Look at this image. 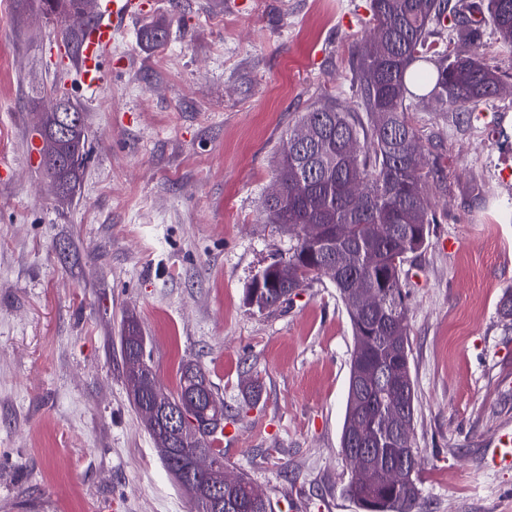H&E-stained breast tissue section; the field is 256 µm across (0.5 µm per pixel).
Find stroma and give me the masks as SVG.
<instances>
[{
	"label": "stroma",
	"mask_w": 512,
	"mask_h": 512,
	"mask_svg": "<svg viewBox=\"0 0 512 512\" xmlns=\"http://www.w3.org/2000/svg\"><path fill=\"white\" fill-rule=\"evenodd\" d=\"M143 3L91 88L57 19L0 0V512H193L131 401V315L165 392L182 365L208 371L230 416L226 468L274 512H359L340 448L353 335L334 285L265 314L243 296L288 250L263 207L289 129L324 94L356 107L348 65L370 0ZM158 18L153 50L139 31ZM473 49L504 73L500 94L457 121L408 100L438 169V222L403 265L424 512H512V464L487 465L512 432V326L496 312L512 289V46L486 24ZM63 67L89 133L69 202L32 151Z\"/></svg>",
	"instance_id": "35a3bbf8"
}]
</instances>
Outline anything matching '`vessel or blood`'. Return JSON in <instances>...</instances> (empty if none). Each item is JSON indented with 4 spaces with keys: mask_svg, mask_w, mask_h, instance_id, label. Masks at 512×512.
<instances>
[{
    "mask_svg": "<svg viewBox=\"0 0 512 512\" xmlns=\"http://www.w3.org/2000/svg\"><path fill=\"white\" fill-rule=\"evenodd\" d=\"M142 9L141 0H104L101 19L77 53V63L87 84H98V63L102 52L111 47L117 34L139 18Z\"/></svg>",
    "mask_w": 512,
    "mask_h": 512,
    "instance_id": "b4317fda",
    "label": "vessel or blood"
}]
</instances>
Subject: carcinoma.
<instances>
[{"instance_id": "obj_1", "label": "carcinoma", "mask_w": 512, "mask_h": 512, "mask_svg": "<svg viewBox=\"0 0 512 512\" xmlns=\"http://www.w3.org/2000/svg\"><path fill=\"white\" fill-rule=\"evenodd\" d=\"M80 2L42 0L46 12L61 19V35L71 44L87 36L95 23L85 16ZM450 11V0H370L372 29L393 37L394 47L384 53L375 37L370 36L352 53L351 82L368 125L362 124L358 113L341 109L335 98L322 97L299 121V126L309 130V145L296 147L293 140L297 130L288 132V152L280 154L278 166L279 176L284 179V196L276 208L264 207L268 223L286 224L289 228L287 253L270 264L274 284L265 289L266 299L286 302V295L320 278L318 274L301 279L297 276L299 265L315 256V244L305 233L310 224H319L335 235L336 276L330 281L339 298H344L351 276L381 294L382 304L367 316L348 312L354 339L349 374L361 367L382 366L403 380V387L382 392L355 388L353 382H348L343 449L348 447L347 433L355 421L377 431L393 405L403 406L410 416H415L409 309L401 265L407 255L428 243L435 213L428 206L433 168L427 166L418 175L413 171L415 154L422 143L405 104L409 94L407 72L418 61L436 60L435 69L416 73L414 81L431 84L432 95L441 97L443 107L457 115L492 98L496 95L494 86L502 82L496 67L466 50L477 38L481 24L490 22L501 40L512 44V0H488L486 11L476 6L480 18L456 34L463 48L452 54L438 50L429 38L435 34L434 26L444 24ZM164 30L163 22H150L141 29V40L161 47L165 40L159 38V32ZM50 92L52 99L70 105L78 123L69 137L57 141L53 150L41 153L40 165L55 191L69 197L83 178L87 160L85 113L63 87L55 86ZM347 133L359 142L352 166L344 160ZM352 185L362 188L358 206L353 205L349 194ZM497 310L504 322H512L511 289L503 292ZM142 340L139 323L127 320L120 345ZM202 387L208 396L197 407L199 436L179 445L181 458L209 451L214 441L224 435V399L202 367L186 364L180 368L179 387L171 399L180 400ZM378 447L384 461L415 457L412 486L367 482L353 476L346 492L360 512H422L418 487L421 460L419 454L410 451L412 439L382 435Z\"/></svg>"}]
</instances>
